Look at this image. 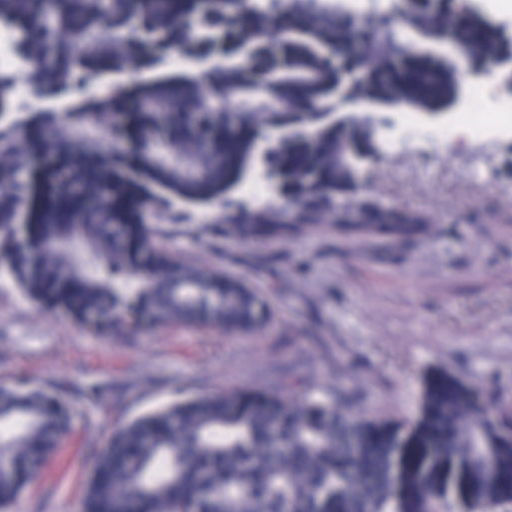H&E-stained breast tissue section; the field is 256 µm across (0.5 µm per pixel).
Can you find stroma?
Instances as JSON below:
<instances>
[{"mask_svg":"<svg viewBox=\"0 0 512 512\" xmlns=\"http://www.w3.org/2000/svg\"><path fill=\"white\" fill-rule=\"evenodd\" d=\"M421 135L389 154L363 190L424 217L400 239L318 224L286 238L221 235L222 202L188 224L156 225L178 259L245 276L273 313L255 336L176 325L101 335L28 301L0 277V382L50 385L75 405L73 430L15 512H80L90 463L114 425L198 390L259 387L287 396L343 389L354 409L399 417L423 374L445 368L512 405V136L476 146L426 138L451 124L417 117ZM488 168L470 176L474 154ZM98 400L85 398L88 387Z\"/></svg>","mask_w":512,"mask_h":512,"instance_id":"1","label":"stroma"}]
</instances>
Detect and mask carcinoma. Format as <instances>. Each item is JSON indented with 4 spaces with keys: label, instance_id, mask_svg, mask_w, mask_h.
Returning a JSON list of instances; mask_svg holds the SVG:
<instances>
[{
    "label": "carcinoma",
    "instance_id": "carcinoma-1",
    "mask_svg": "<svg viewBox=\"0 0 512 512\" xmlns=\"http://www.w3.org/2000/svg\"><path fill=\"white\" fill-rule=\"evenodd\" d=\"M287 8L297 24L266 0H0V25L22 29L37 72L33 106L15 112L18 76L0 71V272L29 301L101 332L132 321L262 333L272 314L256 290L177 260L152 228L189 222L186 207L228 196L261 164L279 198L224 210V234L413 232L417 215L359 194L353 159L371 152L375 130L338 115L332 61L369 65V105L447 112L458 58L501 54L500 30L433 0H407L403 38L357 31L339 0ZM175 51L184 71H158ZM131 68L144 76L123 80ZM106 74L103 93H74ZM126 100L135 111H116ZM261 126L278 130L272 145ZM288 388L287 400L199 393L118 426L94 456L81 512H512V412L470 380L427 372L399 419ZM73 410L48 387L0 383V512L38 479Z\"/></svg>",
    "mask_w": 512,
    "mask_h": 512
}]
</instances>
